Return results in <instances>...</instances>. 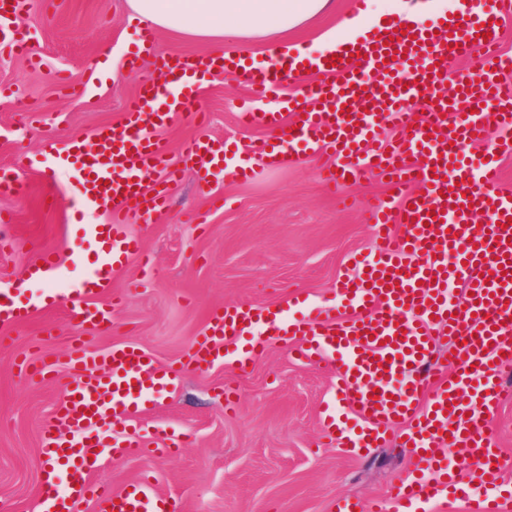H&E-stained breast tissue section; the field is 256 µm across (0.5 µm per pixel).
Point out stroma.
I'll return each mask as SVG.
<instances>
[{"label": "stroma", "instance_id": "obj_1", "mask_svg": "<svg viewBox=\"0 0 512 512\" xmlns=\"http://www.w3.org/2000/svg\"><path fill=\"white\" fill-rule=\"evenodd\" d=\"M21 23L44 66L32 70L0 55V87L20 88L40 118L0 100V166L27 186L24 195H0V210L15 215L0 283H22V295L37 297L42 284L25 275L39 251L56 250L61 266L78 273L94 261L96 246L78 243L75 227L104 221L91 209L74 212L73 183L51 170L47 142L86 140L98 126L121 121L140 85L154 79L157 57L211 47L160 30L153 53L129 69L140 23L126 0H37ZM249 96L247 80L217 78L192 104L205 123L181 115L161 134L174 149L189 137H229L252 149L271 134L241 124L240 105ZM323 166L305 156L249 180L228 171L204 181L184 166L166 208L131 227L144 254L113 271L120 310L92 347L129 342L176 367L224 304L284 307L299 291L308 306L338 305L337 277L375 247L371 225L346 201L382 197L389 188L371 175L340 198L326 188ZM49 193L51 207L44 203ZM217 196L222 204H214ZM72 337L67 314L53 306L34 310L25 324L0 326V512H43L40 486L51 465L41 452L42 430L67 377L62 370L34 384L17 363L44 353L63 360ZM332 382L330 369L296 360L276 344L243 368L228 361L203 374L184 372L177 390L155 394V409L138 425L141 452L110 460L93 478L114 493L149 479L179 496L181 512H337L343 499L385 498L391 485L411 476L410 458L393 438L353 457L331 446L322 413L347 411L334 402ZM489 432L505 460L497 484L512 487V392L503 395ZM167 438L184 445L164 451Z\"/></svg>", "mask_w": 512, "mask_h": 512}]
</instances>
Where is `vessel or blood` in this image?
I'll use <instances>...</instances> for the list:
<instances>
[{"mask_svg": "<svg viewBox=\"0 0 512 512\" xmlns=\"http://www.w3.org/2000/svg\"><path fill=\"white\" fill-rule=\"evenodd\" d=\"M33 6V0H0V50L35 67L30 39L15 22ZM511 14L512 0H483L479 11L462 13L453 26L442 17L427 25L412 14L404 19L410 34L376 31L337 60L328 53L284 57L265 67L241 51L161 58L160 81L140 88L119 123L97 128L90 145L74 139L52 152L58 166L74 172L79 204L105 218L77 228L78 236L97 238L101 262L61 288L57 255L44 249L29 276L46 284L44 299L68 311L84 340L111 328L118 304L101 297L115 267L141 253L127 229L166 204L164 188L144 177L171 178L179 171L160 127L186 111L204 83L243 74L254 106L241 122L269 129L273 139L246 158L239 177L303 152L325 160L323 175L337 190L376 172L389 178L391 192L365 206L377 246L337 279L343 309L315 308L295 317L283 309L225 305L190 348L187 367L203 372L231 356L244 365L270 341L300 359L334 362V398L351 410L347 418H323L337 448L357 455L397 427L400 447L416 458L417 476L387 493L401 512L451 502L462 512H507L505 500L482 487L501 473L488 424L501 401V372L512 366V194L498 187L496 155L512 148V58L500 47V22ZM453 59L471 60L473 72L450 75ZM307 71L318 79L306 84L304 102L288 101L283 113L257 111ZM450 81L456 87L451 96L443 91ZM418 101L428 109L419 121L413 112ZM385 126L393 131L387 144L379 140ZM488 139L493 151L479 164L466 163L464 145ZM232 152L228 140L192 138L182 147L184 159L204 173ZM410 171L425 193L407 191ZM455 283L469 293L461 308L448 301ZM17 291L0 287V321L17 324L31 316L32 304L19 301ZM242 336L249 344L225 350L226 341ZM441 338L455 353L430 386L424 373ZM84 340L70 348L71 377L57 417L43 430L42 454L61 461L66 474L64 485L45 481L46 512H78L88 498L98 512H159L161 495L151 482H133L115 495L96 488L91 475L104 460L140 451L136 436L116 439L113 427L139 419L149 393L177 389L181 375L136 346L97 353ZM444 447L466 463L467 478L456 479L447 457L438 456Z\"/></svg>", "mask_w": 512, "mask_h": 512, "instance_id": "1", "label": "vessel or blood"}]
</instances>
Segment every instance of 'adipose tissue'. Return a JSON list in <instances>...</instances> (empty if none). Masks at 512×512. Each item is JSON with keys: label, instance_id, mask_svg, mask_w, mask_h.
<instances>
[{"label": "adipose tissue", "instance_id": "ef3b65f1", "mask_svg": "<svg viewBox=\"0 0 512 512\" xmlns=\"http://www.w3.org/2000/svg\"><path fill=\"white\" fill-rule=\"evenodd\" d=\"M133 17L156 28L190 34L222 46L228 38H259L292 31L326 13L333 0H127ZM409 0H370L366 12L345 15L313 44L276 43L272 57L309 56L329 49H344L371 30L407 16Z\"/></svg>", "mask_w": 512, "mask_h": 512}]
</instances>
